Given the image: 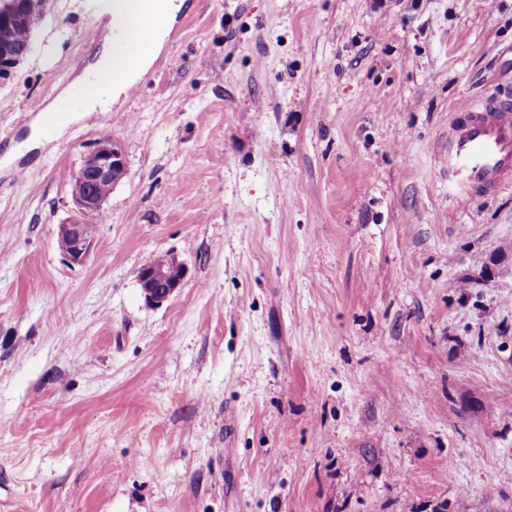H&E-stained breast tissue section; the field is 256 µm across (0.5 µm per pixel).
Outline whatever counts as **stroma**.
<instances>
[{
    "label": "stroma",
    "mask_w": 512,
    "mask_h": 512,
    "mask_svg": "<svg viewBox=\"0 0 512 512\" xmlns=\"http://www.w3.org/2000/svg\"><path fill=\"white\" fill-rule=\"evenodd\" d=\"M95 8L0 79V512H512V190L458 211L431 151L512 89V0H185L137 96L45 135ZM127 173L125 147L120 139L107 138L83 157L72 183V215L57 227V240L68 243V249L61 254L70 265L82 266L88 261L98 231V224L89 217L98 216L109 197L110 190L95 186L96 193L105 196L96 195L91 185L114 189ZM186 277L183 262L173 254L156 262L151 260L138 271L140 285L145 302L151 306H160L182 287Z\"/></svg>",
    "instance_id": "stroma-1"
}]
</instances>
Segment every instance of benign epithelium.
I'll use <instances>...</instances> for the list:
<instances>
[{"label":"benign epithelium","instance_id":"obj_1","mask_svg":"<svg viewBox=\"0 0 512 512\" xmlns=\"http://www.w3.org/2000/svg\"><path fill=\"white\" fill-rule=\"evenodd\" d=\"M39 0H0V29L9 28L26 9L37 8ZM33 40H28L22 51H16L7 44L0 45V75L7 76L16 70L30 54ZM127 160L124 143L107 138L82 160L75 174L72 191V215L57 227V239L68 243L62 251L64 259L72 266H83L88 261L96 242L98 225L89 220L90 215L99 214L107 197L96 195L91 185L115 188L127 175ZM186 277L183 262L173 254L160 261H150L138 271L145 302L160 306L182 287Z\"/></svg>","mask_w":512,"mask_h":512}]
</instances>
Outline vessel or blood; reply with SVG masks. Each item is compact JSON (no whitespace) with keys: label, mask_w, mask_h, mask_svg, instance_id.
<instances>
[{"label":"vessel or blood","mask_w":512,"mask_h":512,"mask_svg":"<svg viewBox=\"0 0 512 512\" xmlns=\"http://www.w3.org/2000/svg\"><path fill=\"white\" fill-rule=\"evenodd\" d=\"M440 163L456 205L512 189V94L490 93L452 113Z\"/></svg>","instance_id":"vessel-or-blood-1"}]
</instances>
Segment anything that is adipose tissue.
<instances>
[{
    "mask_svg": "<svg viewBox=\"0 0 512 512\" xmlns=\"http://www.w3.org/2000/svg\"><path fill=\"white\" fill-rule=\"evenodd\" d=\"M179 0H114L111 23L119 34L130 35L140 48L139 64L148 66L154 60L163 40L171 31L172 21L180 10ZM131 64L105 45L97 59L84 71L80 93L63 106L65 112H92L104 109L125 89L131 79Z\"/></svg>",
    "mask_w": 512,
    "mask_h": 512,
    "instance_id": "1",
    "label": "adipose tissue"
}]
</instances>
